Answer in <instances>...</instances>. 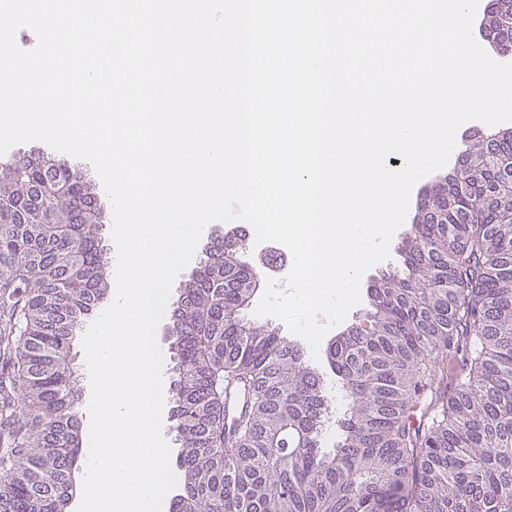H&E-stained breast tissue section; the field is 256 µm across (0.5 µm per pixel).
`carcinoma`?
<instances>
[{
  "instance_id": "obj_1",
  "label": "carcinoma",
  "mask_w": 512,
  "mask_h": 512,
  "mask_svg": "<svg viewBox=\"0 0 512 512\" xmlns=\"http://www.w3.org/2000/svg\"><path fill=\"white\" fill-rule=\"evenodd\" d=\"M487 28L512 54V0ZM432 187L370 309L326 361L348 412L321 450L331 401L300 345L245 318V241L215 237L171 321L170 512H512V140H466ZM65 190L66 201L44 195ZM95 187L65 161L0 160V512H65L80 467L72 350L107 300ZM462 213L469 223H457ZM248 390L231 422L224 400Z\"/></svg>"
}]
</instances>
